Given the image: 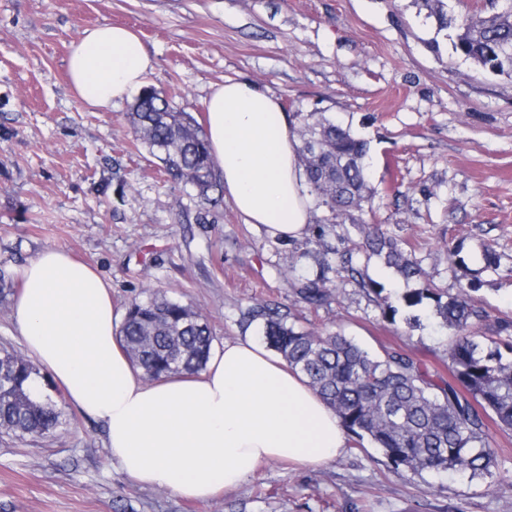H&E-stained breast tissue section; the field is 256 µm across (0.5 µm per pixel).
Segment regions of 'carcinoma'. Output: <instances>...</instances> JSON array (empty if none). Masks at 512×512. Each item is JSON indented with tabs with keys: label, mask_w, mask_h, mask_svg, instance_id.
<instances>
[{
	"label": "carcinoma",
	"mask_w": 512,
	"mask_h": 512,
	"mask_svg": "<svg viewBox=\"0 0 512 512\" xmlns=\"http://www.w3.org/2000/svg\"><path fill=\"white\" fill-rule=\"evenodd\" d=\"M431 14L441 29L456 31L455 52L490 72L512 77V0H503L491 15L444 11L443 0H432ZM131 124L135 140L158 153L174 178L201 187L199 198L217 199V175L204 131L188 112L174 109L165 92L149 88L137 98ZM310 192L328 212L317 228L316 245L323 248L310 273L289 270L291 287L311 308L324 305L332 291L327 273L346 274L356 287L380 295V284L353 263L348 233L338 235L343 249L324 242L336 232V219L361 211L370 202L367 143L312 112L298 131ZM366 259L376 257L405 280L422 287L402 296L406 308L434 302L433 316L453 331L448 357L452 382L435 384L402 350L373 356L340 332L321 333L296 326L290 313L257 304L242 313L244 328L256 327L260 338L292 367L336 412L343 426L359 439L369 438L393 464L412 474L455 472L471 478L491 474L495 452L490 446L487 417L504 431L512 430V334L498 329L477 336L470 328L484 317L471 285L443 297L424 281L416 257L419 244L385 233L366 237ZM214 341L207 319L180 301L161 294L130 303L123 324L125 352L148 380L203 369ZM0 433L21 442L54 434L67 423L64 406L36 393L41 376L30 358L0 348Z\"/></svg>",
	"instance_id": "1"
}]
</instances>
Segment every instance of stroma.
I'll use <instances>...</instances> for the list:
<instances>
[{
	"mask_svg": "<svg viewBox=\"0 0 512 512\" xmlns=\"http://www.w3.org/2000/svg\"><path fill=\"white\" fill-rule=\"evenodd\" d=\"M102 24L141 37L155 61L147 86L196 119L214 87L247 79L295 121L322 112L350 128L370 147L374 205L354 213L352 237L423 238L418 256L439 288L453 295L480 276V331L512 321V79L457 54L423 0H0V268L62 249L109 282L119 312L164 291L208 318L216 345L243 335L242 311L262 303L375 356L401 348L435 383L451 379L450 331L428 317L406 324L411 285L379 259L366 273L380 295L337 277L330 303L308 312L288 268L310 238H271L220 188L201 203L135 140L131 101L95 108L76 95L70 47ZM484 243L502 253L498 271H482ZM66 413L51 437H0V512H512V431L494 424L484 477L401 475L366 440L321 467L268 462L187 500L132 483L104 424Z\"/></svg>",
	"mask_w": 512,
	"mask_h": 512,
	"instance_id": "stroma-1",
	"label": "stroma"
}]
</instances>
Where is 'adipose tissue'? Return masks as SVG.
I'll use <instances>...</instances> for the list:
<instances>
[{"mask_svg":"<svg viewBox=\"0 0 512 512\" xmlns=\"http://www.w3.org/2000/svg\"><path fill=\"white\" fill-rule=\"evenodd\" d=\"M152 69L138 35L112 25L84 30L67 59L76 94L101 108L129 99ZM204 107L215 168L245 222L274 238L304 237L314 206L278 100L254 82L228 80ZM20 276L12 320L27 355L72 405L105 424L113 463L136 484L203 499L237 486L263 461L321 466L346 448L335 412L253 338L225 341L199 373L149 382L121 347V317L97 271L46 249Z\"/></svg>","mask_w":512,"mask_h":512,"instance_id":"obj_1","label":"adipose tissue"}]
</instances>
